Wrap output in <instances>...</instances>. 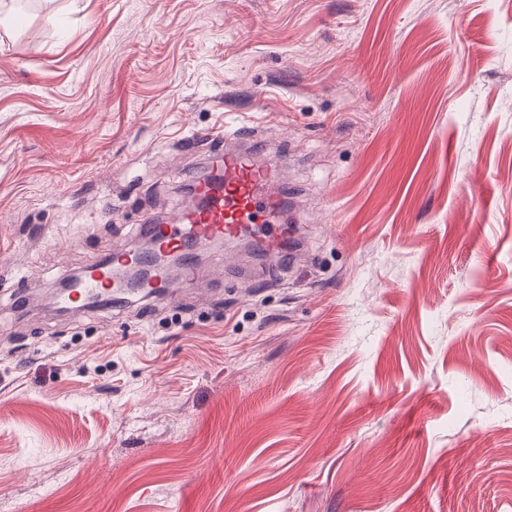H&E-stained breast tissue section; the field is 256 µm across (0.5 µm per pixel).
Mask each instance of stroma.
I'll return each instance as SVG.
<instances>
[{"instance_id": "1", "label": "stroma", "mask_w": 512, "mask_h": 512, "mask_svg": "<svg viewBox=\"0 0 512 512\" xmlns=\"http://www.w3.org/2000/svg\"><path fill=\"white\" fill-rule=\"evenodd\" d=\"M236 123L292 157L274 282L230 246L172 303L46 306ZM0 512H512V0L11 12Z\"/></svg>"}]
</instances>
